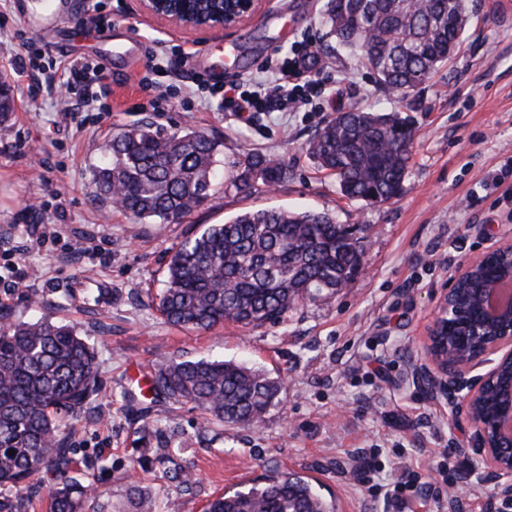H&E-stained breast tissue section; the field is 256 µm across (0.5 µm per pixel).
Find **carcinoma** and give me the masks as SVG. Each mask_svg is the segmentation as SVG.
I'll list each match as a JSON object with an SVG mask.
<instances>
[{
  "mask_svg": "<svg viewBox=\"0 0 512 512\" xmlns=\"http://www.w3.org/2000/svg\"><path fill=\"white\" fill-rule=\"evenodd\" d=\"M469 0H325L327 37L356 57L385 90L407 97L462 43ZM416 129L398 112H338L308 142L321 169L336 175L342 195L385 203L403 190ZM218 143L206 133L167 132L152 123L107 141L93 179L105 200L118 197L138 220L181 218L211 201L218 183ZM283 162L253 155L235 181L272 186ZM361 237L326 213L262 209L239 214L186 238L167 263L156 309L174 326L207 330L233 322H280L305 299L331 296L362 266ZM477 272L460 285L459 307H470ZM149 391L174 405L192 403L204 423L252 426L275 404L280 384L265 371L234 361L158 364ZM99 399L96 350L72 324L50 318L0 321V512H26L49 498V512H83L90 486L68 476L75 462L62 431ZM133 512H159L156 497L131 488ZM205 512H335L298 474L271 476L261 486L228 491Z\"/></svg>",
  "mask_w": 512,
  "mask_h": 512,
  "instance_id": "cac0c4a2",
  "label": "carcinoma"
}]
</instances>
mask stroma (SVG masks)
<instances>
[{"mask_svg":"<svg viewBox=\"0 0 512 512\" xmlns=\"http://www.w3.org/2000/svg\"><path fill=\"white\" fill-rule=\"evenodd\" d=\"M91 21L87 0H0V74L15 110L0 124V312L11 320L44 316L78 325L99 360L105 419L87 415L67 430L78 457L94 470L72 473L90 483L93 512H128L139 486L169 502L168 512H204L227 490L262 485L295 472L311 479L338 512H512L497 496L470 447L466 420H450L415 374L423 344L454 270L512 232V0H472L458 51L408 99L388 92L370 71L327 38L325 0H263L239 26L195 35L149 19L136 0H106ZM143 48L177 44L188 60H165L164 75L121 51L126 32ZM310 42L305 78L330 92L315 112H227L220 105L174 99L166 112H142L147 80L184 86L260 79L270 58L288 59ZM54 73L78 61L101 67L108 112L95 125L66 112L68 96L30 95L13 69ZM398 111L417 130L404 189L386 203L343 197L334 175L307 153L315 131L354 108ZM143 121L167 131L197 128L218 141L224 184L214 198L176 223L138 221L99 200L92 171L113 133ZM284 162L274 187L239 190L246 158ZM324 212L365 230L363 268L330 298L306 300L283 322L258 328L227 323L208 331L166 323L155 298L173 249L213 224L259 209ZM233 360L282 383L279 401L253 426L213 423L147 391L154 366L169 359ZM194 482L175 492L155 462V429ZM427 492L398 506L384 487L404 468Z\"/></svg>","mask_w":512,"mask_h":512,"instance_id":"obj_1","label":"stroma"}]
</instances>
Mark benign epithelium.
Masks as SVG:
<instances>
[{
  "label": "benign epithelium",
  "instance_id": "benign-epithelium-1",
  "mask_svg": "<svg viewBox=\"0 0 512 512\" xmlns=\"http://www.w3.org/2000/svg\"><path fill=\"white\" fill-rule=\"evenodd\" d=\"M138 2L147 15L200 33L234 28L260 4V0H231L228 8L202 15L189 13L182 0ZM497 251L512 252V239L470 259L451 277L426 336L427 364L422 380L432 396L448 403L451 417L467 420L473 429L472 447L482 457L487 473L497 479L498 495L512 500V300L497 299L498 286L512 282V271L476 289L474 304L494 334L483 337L475 349L461 347L438 353L434 348L441 321L454 301L456 283Z\"/></svg>",
  "mask_w": 512,
  "mask_h": 512
}]
</instances>
